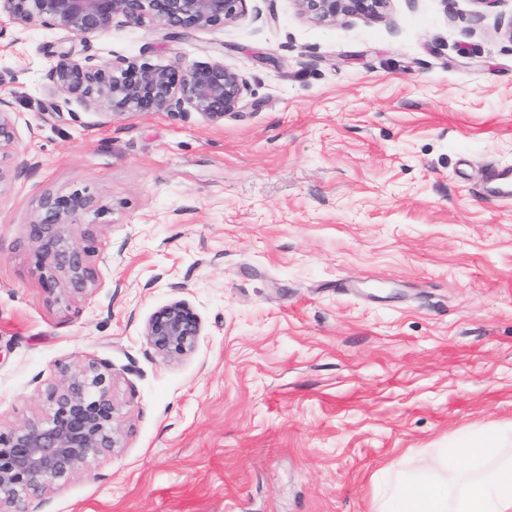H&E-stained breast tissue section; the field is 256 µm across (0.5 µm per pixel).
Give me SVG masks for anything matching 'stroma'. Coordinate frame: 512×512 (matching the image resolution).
Returning a JSON list of instances; mask_svg holds the SVG:
<instances>
[{
	"label": "stroma",
	"mask_w": 512,
	"mask_h": 512,
	"mask_svg": "<svg viewBox=\"0 0 512 512\" xmlns=\"http://www.w3.org/2000/svg\"><path fill=\"white\" fill-rule=\"evenodd\" d=\"M512 0H391L331 25L294 0L177 36L114 20L81 40L29 28L0 52L18 114L0 160V426L46 415L60 368L110 365L113 454L32 512H375L387 471L512 423ZM224 61L245 79L212 125L103 123L48 72ZM81 192L85 293H47L29 239L45 197ZM174 300L201 321L164 361L144 337Z\"/></svg>",
	"instance_id": "obj_1"
}]
</instances>
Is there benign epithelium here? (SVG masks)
Wrapping results in <instances>:
<instances>
[{"instance_id": "1", "label": "benign epithelium", "mask_w": 512, "mask_h": 512, "mask_svg": "<svg viewBox=\"0 0 512 512\" xmlns=\"http://www.w3.org/2000/svg\"><path fill=\"white\" fill-rule=\"evenodd\" d=\"M246 0H0V41L14 43L34 25L65 30L82 39L112 29L116 18L130 26H162L187 32L221 28L235 20ZM300 14L318 24L341 16L379 17L390 0H294ZM54 87L72 94L112 119L142 112H195L212 125L238 111L245 86L242 75L214 60L156 68L120 58L109 67L78 62L64 54L48 74ZM16 111L0 96V159L16 150ZM92 206L80 192L49 196L32 222L35 252L48 260L46 289L63 282L76 293L93 279L89 256L67 227ZM201 335V322L189 304L174 300L156 311L144 336L166 361L189 355ZM43 418L0 428V512H28L31 497L70 480L76 466L107 455L121 444L115 421L112 371L94 362L63 365Z\"/></svg>"}]
</instances>
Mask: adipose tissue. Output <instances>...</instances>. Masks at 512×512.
Here are the masks:
<instances>
[{"label": "adipose tissue", "mask_w": 512, "mask_h": 512, "mask_svg": "<svg viewBox=\"0 0 512 512\" xmlns=\"http://www.w3.org/2000/svg\"><path fill=\"white\" fill-rule=\"evenodd\" d=\"M504 438V428L491 424L479 439L454 448L455 457L462 461L494 460V467L478 478L438 484L395 477L388 494L378 501L377 512H512V459H498Z\"/></svg>", "instance_id": "1"}]
</instances>
